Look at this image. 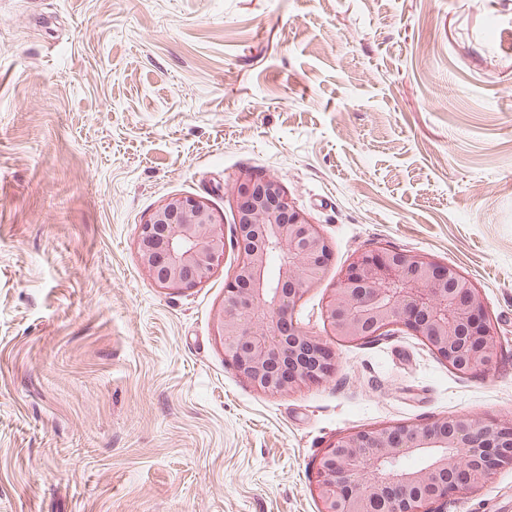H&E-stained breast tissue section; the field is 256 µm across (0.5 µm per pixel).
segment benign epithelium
<instances>
[{
  "label": "benign epithelium",
  "mask_w": 512,
  "mask_h": 512,
  "mask_svg": "<svg viewBox=\"0 0 512 512\" xmlns=\"http://www.w3.org/2000/svg\"><path fill=\"white\" fill-rule=\"evenodd\" d=\"M233 201L239 254L216 315L217 336L225 359L250 386L286 396L330 378L336 367L330 344L294 315L323 272L330 243L275 177L244 175ZM136 246L153 283L194 288L224 258L223 217L199 199L171 196L140 226ZM275 253L280 262L271 282ZM323 316L342 343L404 329L467 373L487 372L500 357L481 290L456 267L417 251L355 252L325 297ZM506 465H512V420L444 416L339 435L316 459L315 491L320 512H371L379 503L386 512H442L451 491L481 487Z\"/></svg>",
  "instance_id": "obj_1"
}]
</instances>
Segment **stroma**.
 <instances>
[{
	"instance_id": "35a3bbf8",
	"label": "stroma",
	"mask_w": 512,
	"mask_h": 512,
	"mask_svg": "<svg viewBox=\"0 0 512 512\" xmlns=\"http://www.w3.org/2000/svg\"><path fill=\"white\" fill-rule=\"evenodd\" d=\"M277 177L332 255L390 245L485 295L498 364L461 374L401 331L334 343L287 397L224 358L231 194ZM224 216L205 283H150L164 199ZM512 417V0H0V512H319L337 435ZM512 500V467L448 512Z\"/></svg>"
}]
</instances>
